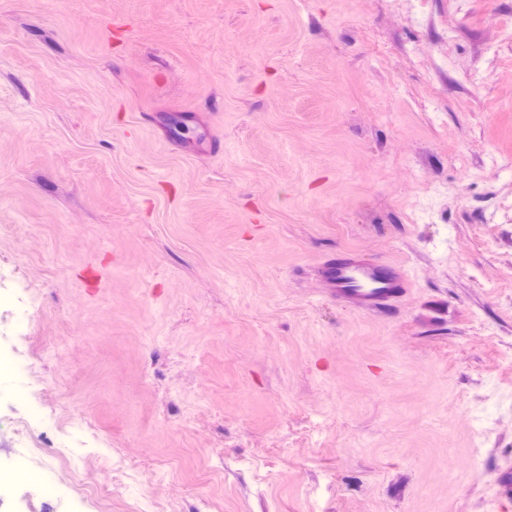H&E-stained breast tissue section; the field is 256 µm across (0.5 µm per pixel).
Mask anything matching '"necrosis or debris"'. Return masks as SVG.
<instances>
[{"label":"necrosis or debris","mask_w":512,"mask_h":512,"mask_svg":"<svg viewBox=\"0 0 512 512\" xmlns=\"http://www.w3.org/2000/svg\"><path fill=\"white\" fill-rule=\"evenodd\" d=\"M33 418L0 413V505L30 503L37 488H45L71 512H112V457L99 448L88 449L87 467L76 471L65 461L64 449L46 456L34 445ZM15 455L26 456L34 479L18 476Z\"/></svg>","instance_id":"4bbe7bcc"}]
</instances>
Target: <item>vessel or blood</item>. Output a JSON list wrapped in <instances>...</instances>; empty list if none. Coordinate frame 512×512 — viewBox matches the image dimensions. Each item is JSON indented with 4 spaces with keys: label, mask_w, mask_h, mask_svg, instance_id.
<instances>
[{
    "label": "vessel or blood",
    "mask_w": 512,
    "mask_h": 512,
    "mask_svg": "<svg viewBox=\"0 0 512 512\" xmlns=\"http://www.w3.org/2000/svg\"><path fill=\"white\" fill-rule=\"evenodd\" d=\"M326 293L337 303L365 312L393 309L408 294L406 271L353 248L326 257L318 266Z\"/></svg>",
    "instance_id": "obj_1"
}]
</instances>
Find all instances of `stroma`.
I'll return each mask as SVG.
<instances>
[{"label": "stroma", "mask_w": 512, "mask_h": 512, "mask_svg": "<svg viewBox=\"0 0 512 512\" xmlns=\"http://www.w3.org/2000/svg\"><path fill=\"white\" fill-rule=\"evenodd\" d=\"M1 288L112 512H512V0H0ZM326 294L353 310H391L408 294L410 281L401 267L353 248L326 257L318 266Z\"/></svg>", "instance_id": "35a3bbf8"}]
</instances>
